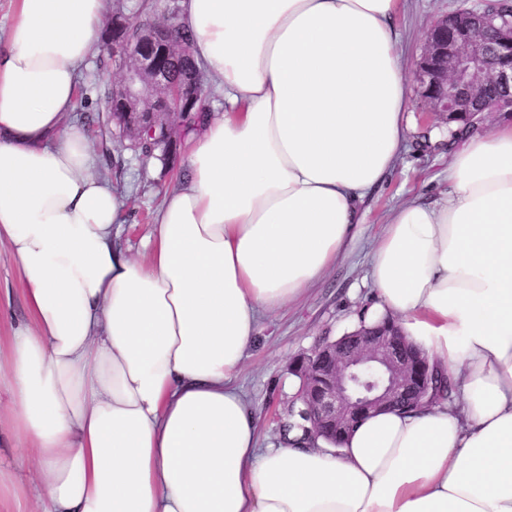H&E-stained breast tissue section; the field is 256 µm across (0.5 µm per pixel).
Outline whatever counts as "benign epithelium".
Listing matches in <instances>:
<instances>
[{
	"label": "benign epithelium",
	"instance_id": "obj_1",
	"mask_svg": "<svg viewBox=\"0 0 512 512\" xmlns=\"http://www.w3.org/2000/svg\"><path fill=\"white\" fill-rule=\"evenodd\" d=\"M129 18L114 14L109 35L112 61L120 70L112 83V111L145 115L151 127L171 139L180 136L177 109L195 104L200 91L186 84L172 92L161 57L172 43L155 47L156 31L171 25L167 18L127 33ZM429 112L440 119L471 111L491 82L502 95L482 113L512 120V19L501 21L489 10L463 9L431 24L417 69ZM296 373L301 385L296 399L310 415L315 436L335 442L366 416L384 409L418 406L429 399L436 380L428 357L389 324L355 330L315 347Z\"/></svg>",
	"mask_w": 512,
	"mask_h": 512
}]
</instances>
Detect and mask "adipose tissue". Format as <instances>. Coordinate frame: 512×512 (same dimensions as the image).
<instances>
[{"label":"adipose tissue","instance_id":"adipose-tissue-1","mask_svg":"<svg viewBox=\"0 0 512 512\" xmlns=\"http://www.w3.org/2000/svg\"><path fill=\"white\" fill-rule=\"evenodd\" d=\"M110 0H13L0 45V244L29 320L0 352L27 512H512V123L448 148V191L396 207L381 313L456 384L338 447H260L240 366L265 315L356 238L406 147L401 0H181L224 100L195 113L142 256L73 112Z\"/></svg>","mask_w":512,"mask_h":512}]
</instances>
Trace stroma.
Wrapping results in <instances>:
<instances>
[{
    "label": "stroma",
    "mask_w": 512,
    "mask_h": 512,
    "mask_svg": "<svg viewBox=\"0 0 512 512\" xmlns=\"http://www.w3.org/2000/svg\"><path fill=\"white\" fill-rule=\"evenodd\" d=\"M470 3L471 0H406L397 19L409 87L408 147L396 167L364 198L363 222L356 240L316 288L265 321L257 344L247 353L238 383L256 418L261 446H276L284 441L282 425L300 383L294 371L295 361L317 344L354 330L361 314L373 306L370 253L392 209L418 195L438 199L447 188L443 171L448 163V139L435 131L425 115L416 70L431 23ZM116 76L115 67L101 66L98 58H91L82 80L92 91L78 100L77 107L94 110L100 116L88 134L101 161V172L125 198L122 238L135 249L153 223L163 189L174 186L181 158L176 155L167 160L157 156L146 159L119 145L100 95ZM26 315L19 275L7 247L1 246L0 336L8 335L9 323L24 321Z\"/></svg>",
    "instance_id": "obj_1"
}]
</instances>
